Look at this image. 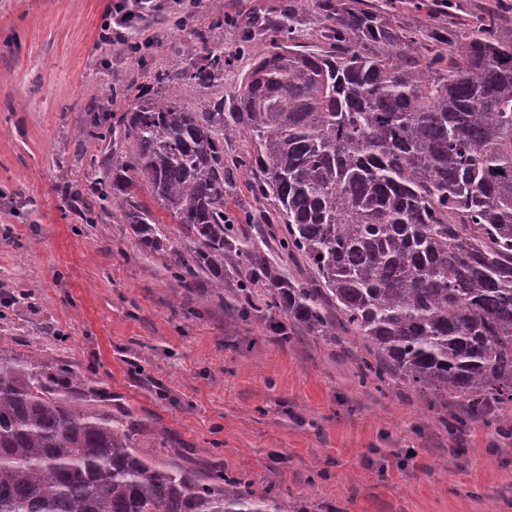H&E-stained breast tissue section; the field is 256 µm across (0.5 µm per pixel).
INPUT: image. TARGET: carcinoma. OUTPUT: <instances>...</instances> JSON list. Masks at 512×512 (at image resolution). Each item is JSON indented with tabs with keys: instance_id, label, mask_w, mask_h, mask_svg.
<instances>
[{
	"instance_id": "carcinoma-1",
	"label": "carcinoma",
	"mask_w": 512,
	"mask_h": 512,
	"mask_svg": "<svg viewBox=\"0 0 512 512\" xmlns=\"http://www.w3.org/2000/svg\"><path fill=\"white\" fill-rule=\"evenodd\" d=\"M322 16L338 51L301 43L300 12ZM272 48L253 53L224 110L184 108L183 94L224 82L232 54L205 33L202 55L118 123L103 112L83 135L107 143L89 159L84 220L117 202L137 243L166 249L152 212L119 194L139 182L194 248L175 260L188 289L238 275L241 317L264 304L323 338L356 336L373 352L361 378L462 399L467 421L512 406V35L495 14L448 36L399 32L360 0L332 10L306 0L266 19ZM249 140L241 160L224 142ZM128 144L125 169L112 166ZM248 172L258 209L228 210L230 166ZM301 256L292 281L267 237ZM78 378L33 371L0 347V512H309L256 493L241 477L195 473L141 455L133 427Z\"/></svg>"
}]
</instances>
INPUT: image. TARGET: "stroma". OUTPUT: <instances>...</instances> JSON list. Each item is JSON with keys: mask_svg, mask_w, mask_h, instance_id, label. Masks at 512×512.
<instances>
[{"mask_svg": "<svg viewBox=\"0 0 512 512\" xmlns=\"http://www.w3.org/2000/svg\"><path fill=\"white\" fill-rule=\"evenodd\" d=\"M300 0H199L177 10L153 0L129 40L150 39L142 59L101 40L111 0H0V343L28 366L78 377L104 408L136 423L134 448L207 478L221 471L254 490L307 500L323 512H512V410L449 430L459 399L389 381H360L368 352L354 336L325 339L297 327L273 331L276 312H237L234 280L183 288L176 256L192 244L142 186L129 203L150 207L167 237L145 253L121 214L85 223L66 188L86 184L99 144L82 137L94 102L130 110L155 75L196 58L195 33L235 46L255 14L278 17ZM434 23L452 30L497 9L512 32V0H451ZM389 5L387 21L421 28L436 0ZM238 17L227 26L224 14ZM180 33H173L174 22ZM249 64L224 83L180 99L190 110L230 97Z\"/></svg>", "mask_w": 512, "mask_h": 512, "instance_id": "35a3bbf8", "label": "stroma"}]
</instances>
